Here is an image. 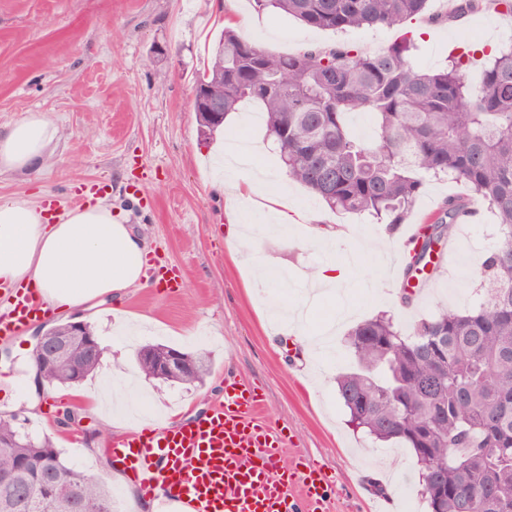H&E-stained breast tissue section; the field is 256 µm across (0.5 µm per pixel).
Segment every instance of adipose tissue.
I'll return each instance as SVG.
<instances>
[{
    "label": "adipose tissue",
    "instance_id": "obj_1",
    "mask_svg": "<svg viewBox=\"0 0 512 512\" xmlns=\"http://www.w3.org/2000/svg\"><path fill=\"white\" fill-rule=\"evenodd\" d=\"M56 130L32 112L0 134V175L42 167ZM145 241L99 199L44 223L38 203L0 202V283L37 289L50 308L81 307L140 285Z\"/></svg>",
    "mask_w": 512,
    "mask_h": 512
}]
</instances>
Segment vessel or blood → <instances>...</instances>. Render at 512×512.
Here are the masks:
<instances>
[{"instance_id": "obj_1", "label": "vessel or blood", "mask_w": 512, "mask_h": 512, "mask_svg": "<svg viewBox=\"0 0 512 512\" xmlns=\"http://www.w3.org/2000/svg\"><path fill=\"white\" fill-rule=\"evenodd\" d=\"M49 310L33 290L18 289L0 314V338ZM263 394L235 376L205 416L120 437L112 455L146 491H164L181 512H324L334 477L306 454L282 464L281 431L258 418Z\"/></svg>"}]
</instances>
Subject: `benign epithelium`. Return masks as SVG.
Wrapping results in <instances>:
<instances>
[{"label": "benign epithelium", "mask_w": 512, "mask_h": 512, "mask_svg": "<svg viewBox=\"0 0 512 512\" xmlns=\"http://www.w3.org/2000/svg\"><path fill=\"white\" fill-rule=\"evenodd\" d=\"M35 347L41 354L39 369L35 370L39 384L52 383L47 371L63 366L75 374H80V360L93 355L98 341L88 324L83 321L68 322L67 333L62 336H37ZM138 360L152 367L153 377L157 379L183 378L185 382H194L198 366L195 358L177 349H169L161 356H154L151 349L145 348L138 354Z\"/></svg>", "instance_id": "obj_1"}]
</instances>
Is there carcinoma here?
<instances>
[{"instance_id": "carcinoma-1", "label": "carcinoma", "mask_w": 512, "mask_h": 512, "mask_svg": "<svg viewBox=\"0 0 512 512\" xmlns=\"http://www.w3.org/2000/svg\"><path fill=\"white\" fill-rule=\"evenodd\" d=\"M302 24L335 33L394 28L425 13L428 0H253ZM417 46L399 42L363 54L346 42L274 53L230 28L196 87L224 112L261 105L288 180L332 212L367 215L391 229L406 222L428 178L464 182L471 197H450L422 227L405 275L435 276L428 245L454 234L457 222L487 206L499 238L477 271L487 291L477 306L444 309L402 333L392 317L364 320L348 333L357 368L336 377L349 425L377 441L412 450L429 512H465L458 494L477 488L484 512H502L512 497V42L482 70L465 74L476 50L448 59L439 71L420 69ZM374 117L370 138L349 129L354 112ZM372 403L354 423L352 403ZM22 469L27 512H63L79 496L80 512H114L108 485L65 464L47 439L18 433L0 417V471ZM72 472L52 493L43 471Z\"/></svg>"}]
</instances>
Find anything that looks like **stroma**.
<instances>
[{"label":"stroma","mask_w":512,"mask_h":512,"mask_svg":"<svg viewBox=\"0 0 512 512\" xmlns=\"http://www.w3.org/2000/svg\"><path fill=\"white\" fill-rule=\"evenodd\" d=\"M442 2L430 0L429 15L444 16V23L422 16L401 30L350 32L346 39L371 54L410 31L418 66L434 71L446 67L449 52L512 40V16L484 6L453 19ZM235 29L280 54L337 40L332 32L257 11L252 0H245ZM221 33L211 0H0V132L29 112L45 113L57 129L40 171L0 176V202L49 198L62 210L93 194L108 197L143 235L153 263L181 278L172 290L151 277L128 289L120 306L139 320L134 335H111V304L104 301L50 313L23 334L0 340V417L50 437L69 466L107 482L115 512H135L131 496L140 486L117 477L111 462L112 440L124 428L105 426L70 388L33 383L34 334L76 317L91 321L108 345L101 368L111 373L137 370L136 352L145 344L210 352L212 369L203 382L148 378L153 395L144 422L204 415L231 374L262 388V416L288 436L284 461L303 452L334 473L328 512H376L379 503L383 512H428L411 449L354 433L334 379L354 365L345 342L352 325L385 311L407 332L440 309L477 305L486 295L477 270L496 242V219L482 206L459 224L441 247L437 276L408 306L394 299L405 285L404 242L446 198L470 195L463 182L427 181L408 223L389 230L363 216L330 212L307 189L285 180L281 199L308 223L291 225L284 240L265 237L266 212L216 194L207 156L222 138H266L263 122L249 120L259 105H241L236 123L212 135L201 133L193 110L195 79L213 60ZM235 207L256 250L274 269L287 271V289L272 281L250 285L246 257L228 238L226 213ZM341 224L349 236L328 240ZM330 263L351 267L342 297L311 306L294 333L276 334L262 317L264 306L285 297L305 300L308 272ZM301 334L317 344L313 359H305L297 344ZM68 408L79 414L82 433L59 424Z\"/></svg>","instance_id":"obj_1"}]
</instances>
